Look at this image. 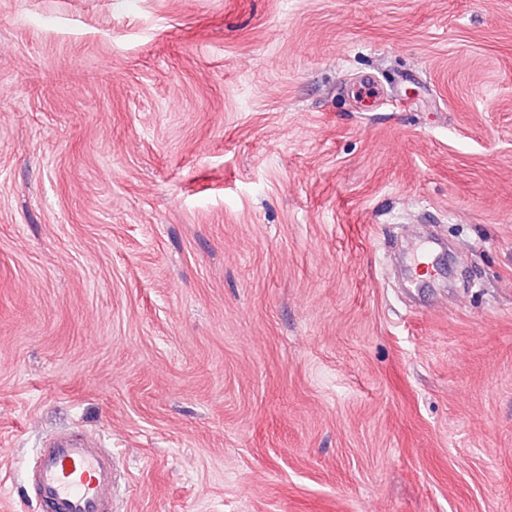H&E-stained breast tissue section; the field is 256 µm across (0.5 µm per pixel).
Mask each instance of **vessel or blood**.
<instances>
[{"label":"vessel or blood","instance_id":"1","mask_svg":"<svg viewBox=\"0 0 512 512\" xmlns=\"http://www.w3.org/2000/svg\"><path fill=\"white\" fill-rule=\"evenodd\" d=\"M434 255L432 242H415L408 253L411 273L432 269ZM116 477L111 449L76 432L47 437L27 468L40 512H112Z\"/></svg>","mask_w":512,"mask_h":512}]
</instances>
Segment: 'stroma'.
Returning <instances> with one entry per match:
<instances>
[{
  "label": "stroma",
  "mask_w": 512,
  "mask_h": 512,
  "mask_svg": "<svg viewBox=\"0 0 512 512\" xmlns=\"http://www.w3.org/2000/svg\"><path fill=\"white\" fill-rule=\"evenodd\" d=\"M72 428L115 512H512V0H0V512ZM435 247L432 242L419 240L413 244L408 252V264L412 274L422 276L418 272L422 269L428 273L429 269H434L433 259Z\"/></svg>",
  "instance_id": "obj_1"
}]
</instances>
